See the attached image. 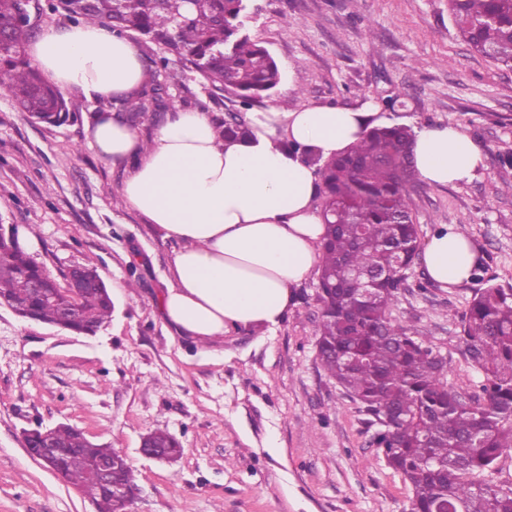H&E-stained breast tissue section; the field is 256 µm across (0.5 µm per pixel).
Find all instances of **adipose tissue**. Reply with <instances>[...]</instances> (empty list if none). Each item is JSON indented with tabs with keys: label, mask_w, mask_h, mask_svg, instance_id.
<instances>
[{
	"label": "adipose tissue",
	"mask_w": 512,
	"mask_h": 512,
	"mask_svg": "<svg viewBox=\"0 0 512 512\" xmlns=\"http://www.w3.org/2000/svg\"><path fill=\"white\" fill-rule=\"evenodd\" d=\"M31 59L59 90L89 99L133 95L149 78L135 43L99 24L45 33ZM374 117L368 103L270 106L249 113L252 137L226 142L205 113L180 111L147 145L131 124L97 113L86 144L104 160L132 164L124 202L179 244L174 279L158 297L167 321L201 343L241 327L279 325L296 288L320 264L325 233L314 204L316 170L301 151L339 155ZM413 159L431 185L469 181L484 166L481 149L454 125L418 130ZM474 258L465 235L445 224L423 248L428 275L444 287L469 281Z\"/></svg>",
	"instance_id": "1"
}]
</instances>
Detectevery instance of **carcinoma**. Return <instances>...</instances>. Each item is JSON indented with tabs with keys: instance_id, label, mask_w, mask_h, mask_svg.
I'll return each instance as SVG.
<instances>
[{
	"instance_id": "1",
	"label": "carcinoma",
	"mask_w": 512,
	"mask_h": 512,
	"mask_svg": "<svg viewBox=\"0 0 512 512\" xmlns=\"http://www.w3.org/2000/svg\"><path fill=\"white\" fill-rule=\"evenodd\" d=\"M461 37L475 51L512 68V0H448ZM69 16L119 34H136L159 45L151 84L117 112L134 122L168 106L159 77L173 53L210 85L231 90L247 111L270 96L281 72L269 50L244 32L245 0H59L48 4ZM0 96L40 122L69 115L61 91L51 86L26 53L34 34L22 0H0ZM251 134L235 112L224 121V141ZM414 133L404 125L370 128L345 153L321 160L317 195L327 231L321 247L316 358L374 427L372 442L385 465L410 489L408 512H512V482L473 481L512 452V286L486 284L461 316L459 353L480 375L479 393L465 396L448 382L440 350L391 317L402 274L421 250L419 225L407 195L415 178ZM386 271L361 295L354 272ZM82 289L78 318L33 295L37 280L53 276L15 240L0 237V299L14 310L66 329L93 332L112 316V297L90 267L72 272ZM56 438L82 452L64 457L67 481L97 505L98 512H128L122 490L135 487L133 468L113 469L115 491L107 498L90 475L92 459L110 451L86 447L73 427ZM155 448L176 456L182 448L169 434L152 433Z\"/></svg>"
}]
</instances>
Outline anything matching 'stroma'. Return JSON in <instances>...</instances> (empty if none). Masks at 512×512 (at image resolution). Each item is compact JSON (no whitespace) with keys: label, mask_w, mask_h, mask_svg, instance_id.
Returning a JSON list of instances; mask_svg holds the SVG:
<instances>
[{"label":"stroma","mask_w":512,"mask_h":512,"mask_svg":"<svg viewBox=\"0 0 512 512\" xmlns=\"http://www.w3.org/2000/svg\"><path fill=\"white\" fill-rule=\"evenodd\" d=\"M245 29L276 60L272 105L378 107L382 123L463 128L484 166L468 182L407 187L422 239L458 226L487 276L512 285V192L497 179L512 155V69L459 37L448 0H249ZM177 109L223 121L230 91L178 59L162 74ZM392 96L394 110L381 109ZM76 116L29 122L0 96V223L19 225L56 278L95 268L114 304L96 334L28 322L0 308V512H94L89 498L31 458L22 432L66 423L123 451L139 494L131 512H404L410 490L387 468L372 431L315 357L318 277L308 276L274 329L242 327L207 344L180 336L157 300L177 242L120 196L128 165L102 160L84 127L110 102L71 95ZM479 284L448 288L416 259L392 308L430 336L448 379L473 393L478 376L458 351L459 320ZM164 431L180 457L139 451Z\"/></svg>","instance_id":"obj_1"}]
</instances>
